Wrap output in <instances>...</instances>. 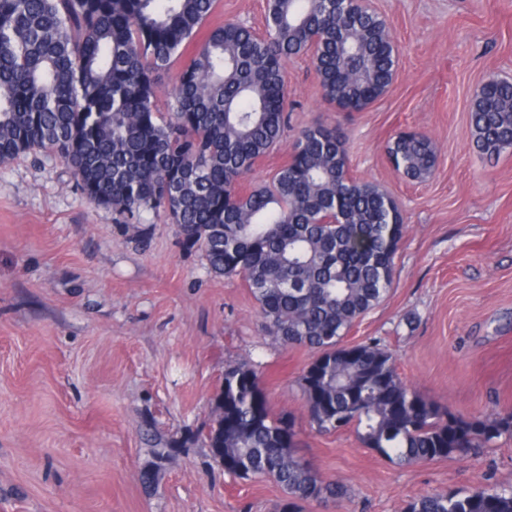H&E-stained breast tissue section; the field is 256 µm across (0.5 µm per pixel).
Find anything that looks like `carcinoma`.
Here are the masks:
<instances>
[{"instance_id":"cac0c4a2","label":"carcinoma","mask_w":512,"mask_h":512,"mask_svg":"<svg viewBox=\"0 0 512 512\" xmlns=\"http://www.w3.org/2000/svg\"><path fill=\"white\" fill-rule=\"evenodd\" d=\"M215 6L0 0V165L52 154L88 200L126 224L162 213L210 272L242 277L269 335L316 354L299 387L318 431L352 427L364 447L397 464L463 458L512 438V407L455 413L406 384L377 341L346 343L388 295L407 225L384 189L350 174L340 129L304 128L267 184L240 189L283 138L285 62L311 56L323 99L362 112L396 72L385 19L352 0H268L264 31L231 23L209 31L161 111V75ZM469 120L482 157L511 150L512 81L482 84ZM388 150L405 178L432 174L436 151L425 134L401 132ZM202 434L238 478L283 489L276 512L346 494L296 454L294 421L273 414L249 360L224 368ZM405 512H512V489L423 494Z\"/></svg>"}]
</instances>
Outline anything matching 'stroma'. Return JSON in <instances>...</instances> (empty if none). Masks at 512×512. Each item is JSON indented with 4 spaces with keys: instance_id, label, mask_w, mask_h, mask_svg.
Wrapping results in <instances>:
<instances>
[{
    "instance_id": "stroma-1",
    "label": "stroma",
    "mask_w": 512,
    "mask_h": 512,
    "mask_svg": "<svg viewBox=\"0 0 512 512\" xmlns=\"http://www.w3.org/2000/svg\"><path fill=\"white\" fill-rule=\"evenodd\" d=\"M398 53L388 92L362 112L321 96L308 56L286 64L288 129L242 190L269 181L304 127L340 128L352 176L386 188L408 229L385 300L348 343L379 341L421 394L477 416L512 407V152H475L469 106L512 80V0H372ZM266 0H217L210 25L262 29ZM428 135L433 174L412 182L387 158L400 132ZM250 360L275 414L294 418L299 456L347 489L305 512H404L421 494L512 488V439L476 455L390 463L353 430L321 434L298 378L313 360L275 343L241 277L211 273L169 220L120 223L62 161L0 166V512H274L273 482L233 479L199 430L226 365ZM175 442L169 461L159 441ZM158 469L152 486L143 470Z\"/></svg>"
}]
</instances>
